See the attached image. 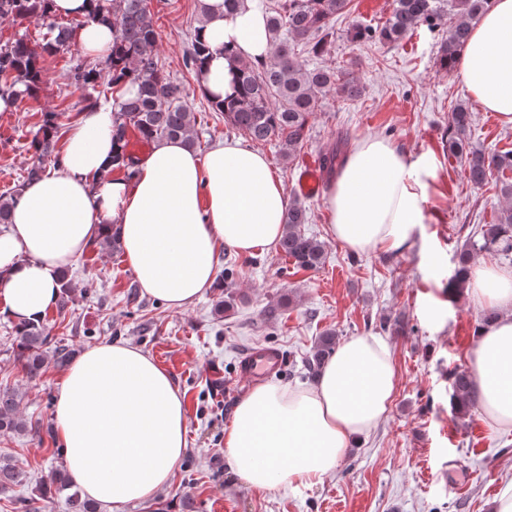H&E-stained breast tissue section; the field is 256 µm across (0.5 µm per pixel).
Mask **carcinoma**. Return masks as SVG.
I'll list each match as a JSON object with an SVG mask.
<instances>
[{
    "mask_svg": "<svg viewBox=\"0 0 512 512\" xmlns=\"http://www.w3.org/2000/svg\"><path fill=\"white\" fill-rule=\"evenodd\" d=\"M490 0H394L386 22L375 28L356 27L350 33L353 43L378 42L392 44L424 25L430 29L447 27L436 54L438 70L449 73L466 44L472 23L487 9ZM50 0H0V19L21 24L34 22L46 29L39 41L21 35L0 46V95L8 94L21 103L38 99L44 81L41 59L46 54L64 52L74 43L83 21L64 23L49 10ZM351 0H274L266 12L271 55L258 67L242 63L233 94L223 104H211L224 121L257 144L278 142L283 160L289 161L303 146L310 117L322 99L332 93L344 100H354L361 86L347 69L309 67L302 55L317 57L325 51L326 37L333 30L336 16L349 9ZM89 20L112 29V49L102 66L71 67L74 82L98 90L97 97L86 99L87 106L100 100L116 99V94L129 78L136 89L117 102L112 140V170L133 174L136 158L129 150L131 139L153 143L164 139L183 138L196 146L192 130L196 123L191 106L184 100L178 84L159 65L154 49L157 32L147 0H96ZM209 53L208 46L193 37L184 66L196 72ZM59 113L42 112V121L30 146L38 163L27 169L24 180L12 192L0 195V224L9 221L14 204L23 191L46 173V161L59 166L62 154L57 150ZM473 112L464 102L456 103L448 113L445 142L448 152L463 160L468 180L475 185L488 183L494 173L512 171V151L486 152L473 145L471 130ZM500 197L506 202L492 224L484 225L480 239L471 235L457 252V262L449 288L456 296L464 295L470 281L471 263L475 255L486 253L512 255V180L494 181ZM309 223L306 207L299 201L288 203L284 215L280 248L298 269L317 270L326 259L325 244L306 232ZM60 295L57 310L63 313L73 301L75 286L69 273L58 274ZM16 359L25 378L39 380L49 368L67 365L74 350L61 340H52L44 324L14 325ZM335 351V341L328 333L317 345L309 366L320 367ZM455 411L464 412L472 403V383L467 373L451 374ZM21 396L10 389L0 390V434L35 435L39 427L26 421L20 412ZM22 471L5 456H0V493L19 484ZM55 489L44 488L42 495L52 492L65 495L70 512H98V506L82 499L71 473L62 469L54 474Z\"/></svg>",
    "mask_w": 512,
    "mask_h": 512,
    "instance_id": "1",
    "label": "carcinoma"
}]
</instances>
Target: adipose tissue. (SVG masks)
Wrapping results in <instances>:
<instances>
[{"mask_svg": "<svg viewBox=\"0 0 512 512\" xmlns=\"http://www.w3.org/2000/svg\"><path fill=\"white\" fill-rule=\"evenodd\" d=\"M199 37L212 54L198 91L221 99L236 63L270 51L262 0H202ZM457 75L485 111L512 123V0H492L470 31ZM113 104L87 109L67 136L62 164L30 185L0 230V319L40 322L59 299L58 272L111 229L143 294L183 309L210 288L223 248L273 249L288 207L282 177L260 153L229 139L200 154L182 140L153 144L132 178L109 175ZM437 178L427 153L406 154L378 136L354 143L325 197L334 238L356 253L411 250L429 223ZM472 298L500 316L479 331L470 359L478 403L512 428V269L476 265ZM396 385L388 346L353 336L309 388L255 385L224 433L234 474L257 490L288 489L332 474L349 448L385 417ZM52 419L84 496L107 512L147 502L169 486L187 447L188 416L170 374L141 348L103 343L64 371Z\"/></svg>", "mask_w": 512, "mask_h": 512, "instance_id": "1", "label": "adipose tissue"}]
</instances>
